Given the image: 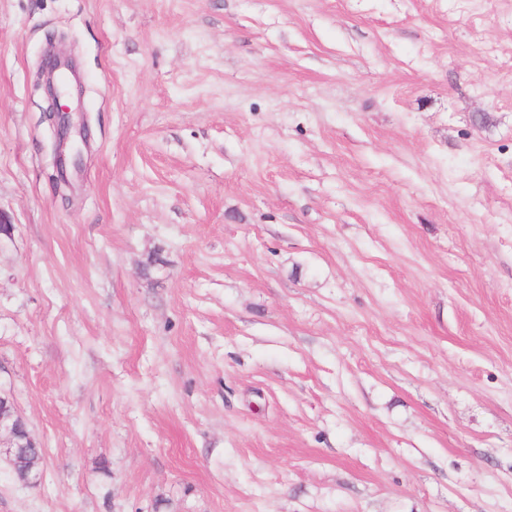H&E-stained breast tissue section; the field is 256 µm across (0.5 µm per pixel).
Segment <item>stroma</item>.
Instances as JSON below:
<instances>
[{"mask_svg": "<svg viewBox=\"0 0 512 512\" xmlns=\"http://www.w3.org/2000/svg\"><path fill=\"white\" fill-rule=\"evenodd\" d=\"M0 212V512H512V0H0ZM42 59L40 77L44 85V92L48 102L47 112L49 118L56 126L58 162L61 169L67 166L78 167L82 163V153L79 143L86 145L87 129L83 119L76 124L72 113L81 112V100L77 99V106L72 107L70 98L71 80L61 72H68L73 78L76 87H81L80 77L76 65L72 60L62 59L53 51V45ZM0 401V440L1 437H6L3 447L7 448L8 462L13 465L11 453L16 457L21 452L19 447L22 445L18 443V437L21 433L28 434L27 425L11 399L1 396Z\"/></svg>", "mask_w": 512, "mask_h": 512, "instance_id": "stroma-1", "label": "stroma"}]
</instances>
